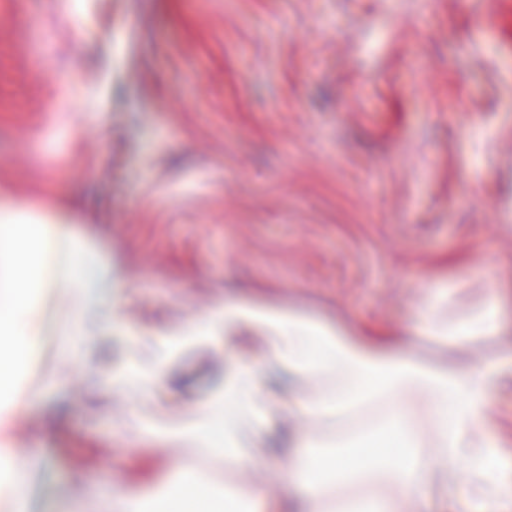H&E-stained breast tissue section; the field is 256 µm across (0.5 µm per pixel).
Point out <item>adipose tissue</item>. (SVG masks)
Here are the masks:
<instances>
[{"instance_id":"adipose-tissue-1","label":"adipose tissue","mask_w":512,"mask_h":512,"mask_svg":"<svg viewBox=\"0 0 512 512\" xmlns=\"http://www.w3.org/2000/svg\"><path fill=\"white\" fill-rule=\"evenodd\" d=\"M75 256L74 280L91 283L99 265L98 253L82 238L60 242L52 225L19 223L8 212L0 213V335L14 337L10 353L0 356V401L18 407L13 391L15 373L36 347L42 332L38 313L42 289L52 287L50 262L60 247ZM240 325L260 330L259 352L254 363L234 368L224 389L200 409L201 420L189 426L164 428V435L194 448L250 460L266 447V424L275 393L269 387L266 367L287 364L298 375L331 376L328 390L316 400H301L310 415L341 421L355 406L382 397L416 395L433 407L438 465L423 460L417 450L419 435L407 416L397 413L388 431L399 442L397 456L386 459L364 456L359 468L370 471L395 466L405 489L427 497L434 478L453 486L458 460H466L470 485L465 496L471 512H499L512 498L499 473L503 458L497 441L484 425L485 394L495 383L486 370L466 371L412 354L394 353L336 330L258 309L228 307L224 327ZM345 451L328 455L307 448L300 466L286 485L304 501L316 500L326 483L344 487L354 470L344 464ZM194 473L181 474L159 490L122 495L119 512H182L184 491L197 483Z\"/></svg>"}]
</instances>
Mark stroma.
I'll return each mask as SVG.
<instances>
[{
  "mask_svg": "<svg viewBox=\"0 0 512 512\" xmlns=\"http://www.w3.org/2000/svg\"><path fill=\"white\" fill-rule=\"evenodd\" d=\"M486 0H0V202L102 258L97 336L78 289L43 295L44 334L0 427L24 512H114L120 494L201 475L269 505L328 430L294 400L273 452L241 465L139 432L195 420L253 340L172 352L153 394L112 376L144 336L261 307L470 368L493 364L486 424L512 486V31ZM141 17L145 26L132 27ZM67 100H59L60 84ZM497 329L442 339L486 306ZM387 400L338 430L385 441Z\"/></svg>",
  "mask_w": 512,
  "mask_h": 512,
  "instance_id": "obj_1",
  "label": "stroma"
}]
</instances>
